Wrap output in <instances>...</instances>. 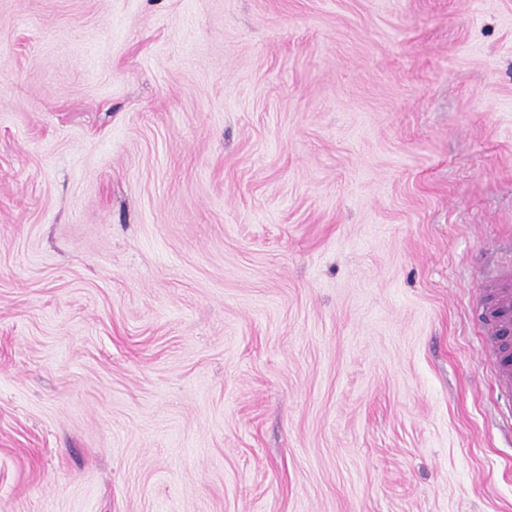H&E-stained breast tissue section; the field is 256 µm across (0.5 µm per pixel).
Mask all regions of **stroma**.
<instances>
[{"mask_svg":"<svg viewBox=\"0 0 512 512\" xmlns=\"http://www.w3.org/2000/svg\"><path fill=\"white\" fill-rule=\"evenodd\" d=\"M512 0H0V512H512ZM503 397L512 398V272L489 281L475 310Z\"/></svg>","mask_w":512,"mask_h":512,"instance_id":"35a3bbf8","label":"stroma"}]
</instances>
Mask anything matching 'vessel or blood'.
Masks as SVG:
<instances>
[{"label":"vessel or blood","instance_id":"vessel-or-blood-1","mask_svg":"<svg viewBox=\"0 0 512 512\" xmlns=\"http://www.w3.org/2000/svg\"><path fill=\"white\" fill-rule=\"evenodd\" d=\"M503 397L512 398V272L489 281L475 310Z\"/></svg>","mask_w":512,"mask_h":512}]
</instances>
